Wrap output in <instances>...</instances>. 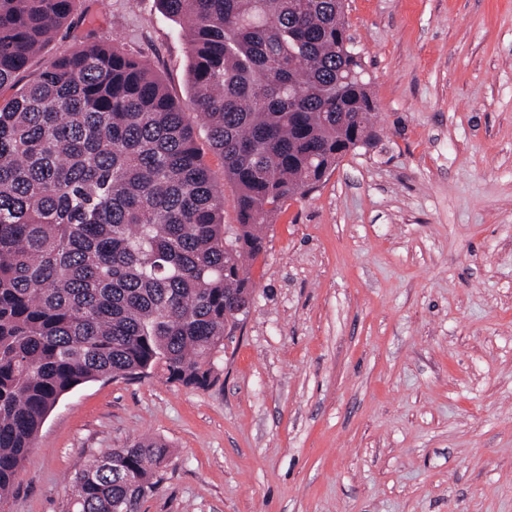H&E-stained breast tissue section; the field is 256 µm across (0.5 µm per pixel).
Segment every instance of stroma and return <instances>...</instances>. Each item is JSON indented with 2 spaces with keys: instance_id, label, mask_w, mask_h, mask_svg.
<instances>
[{
  "instance_id": "35a3bbf8",
  "label": "stroma",
  "mask_w": 512,
  "mask_h": 512,
  "mask_svg": "<svg viewBox=\"0 0 512 512\" xmlns=\"http://www.w3.org/2000/svg\"><path fill=\"white\" fill-rule=\"evenodd\" d=\"M86 36L190 106L157 0H82ZM376 145L263 228L251 307L205 389L75 387L0 512H66L86 461L168 450L140 512H512V0H347Z\"/></svg>"
}]
</instances>
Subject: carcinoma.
Wrapping results in <instances>:
<instances>
[{
  "instance_id": "cac0c4a2",
  "label": "carcinoma",
  "mask_w": 512,
  "mask_h": 512,
  "mask_svg": "<svg viewBox=\"0 0 512 512\" xmlns=\"http://www.w3.org/2000/svg\"><path fill=\"white\" fill-rule=\"evenodd\" d=\"M79 2L0 0V498L75 387H210L263 227L377 140L345 0H158L186 33L202 132L110 44L33 67ZM202 135L237 190L231 230ZM166 460L152 441L93 458L67 512H138Z\"/></svg>"
}]
</instances>
